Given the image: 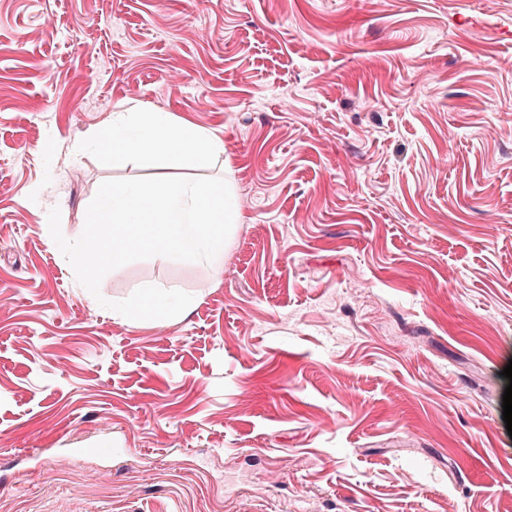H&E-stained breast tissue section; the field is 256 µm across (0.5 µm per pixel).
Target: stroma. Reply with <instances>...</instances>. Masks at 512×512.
<instances>
[{
    "label": "stroma",
    "mask_w": 512,
    "mask_h": 512,
    "mask_svg": "<svg viewBox=\"0 0 512 512\" xmlns=\"http://www.w3.org/2000/svg\"><path fill=\"white\" fill-rule=\"evenodd\" d=\"M125 102L240 218L96 298L47 216L163 173L78 152ZM511 361L512 0H0V512H512Z\"/></svg>",
    "instance_id": "1"
}]
</instances>
